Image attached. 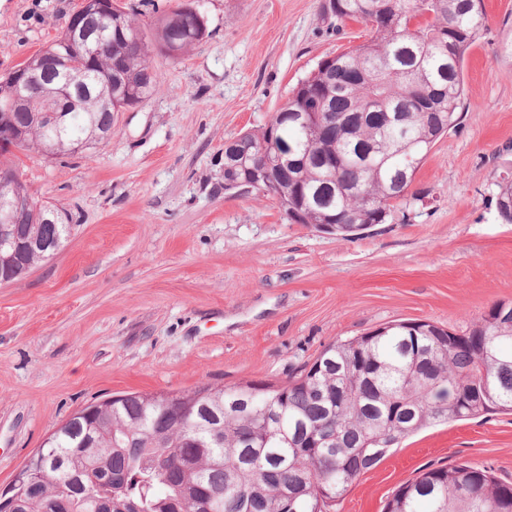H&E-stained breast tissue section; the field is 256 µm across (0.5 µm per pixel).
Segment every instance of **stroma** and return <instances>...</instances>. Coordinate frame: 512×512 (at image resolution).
Here are the masks:
<instances>
[{
	"mask_svg": "<svg viewBox=\"0 0 512 512\" xmlns=\"http://www.w3.org/2000/svg\"><path fill=\"white\" fill-rule=\"evenodd\" d=\"M208 35L159 92L118 113L108 142L10 160L77 233L0 285V488L82 407L130 392L283 384L337 339L398 320L461 334L512 303V0H483L466 53L468 109L419 165L410 204L348 239L224 189V143L267 124L326 56L360 43L322 0H188ZM80 0H0V78L65 30ZM467 464L512 482V414L427 428L364 472L328 512H383L422 472ZM496 206L499 216L506 223H512V179L504 177L498 182Z\"/></svg>",
	"mask_w": 512,
	"mask_h": 512,
	"instance_id": "35a3bbf8",
	"label": "stroma"
}]
</instances>
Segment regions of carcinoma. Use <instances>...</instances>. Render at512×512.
Listing matches in <instances>:
<instances>
[{
	"mask_svg": "<svg viewBox=\"0 0 512 512\" xmlns=\"http://www.w3.org/2000/svg\"><path fill=\"white\" fill-rule=\"evenodd\" d=\"M330 23L364 25L367 38L300 80L259 131L228 140L256 193H280L295 224H334L354 238L383 224L406 198L416 169L456 126L465 99V53L485 23L481 0H324ZM208 36L204 17L178 4L147 38L137 13L112 14V32L74 58L84 90L75 108L53 92L63 49L57 37L0 79V115L23 142L69 155L103 142L115 114L159 91L153 50L177 59ZM112 98V103L105 99ZM65 113L62 127L34 124L31 108ZM499 216L512 223V179L498 182ZM66 223L45 222L32 200L17 240L62 244ZM51 252L0 247V272L25 275ZM130 393L76 412L34 453V487L15 512H274L283 491L296 512H316L406 438L433 425L512 412V303L500 302L464 334L399 321L328 345L317 362L280 386L204 385L174 394ZM224 428L211 441L209 426ZM388 512H512V483L471 465L432 468L403 484Z\"/></svg>",
	"mask_w": 512,
	"mask_h": 512,
	"instance_id": "cac0c4a2",
	"label": "carcinoma"
}]
</instances>
